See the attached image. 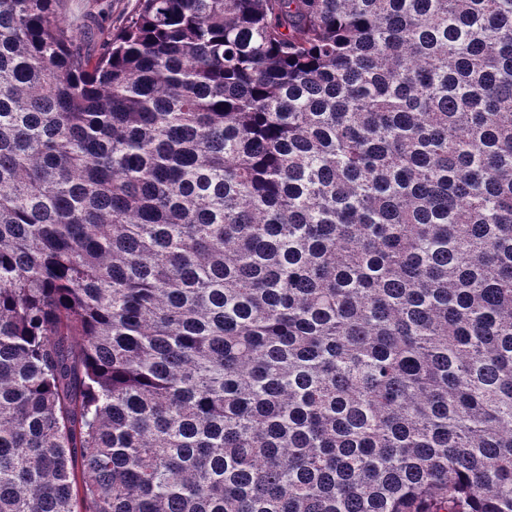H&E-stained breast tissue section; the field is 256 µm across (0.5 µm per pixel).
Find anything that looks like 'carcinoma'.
I'll list each match as a JSON object with an SVG mask.
<instances>
[{"label": "carcinoma", "mask_w": 512, "mask_h": 512, "mask_svg": "<svg viewBox=\"0 0 512 512\" xmlns=\"http://www.w3.org/2000/svg\"><path fill=\"white\" fill-rule=\"evenodd\" d=\"M0 0V512H512V0ZM95 1L105 2L111 0H66L65 10L62 12L61 17L65 23L73 27L80 28L86 19V14L91 10L97 11L94 8ZM135 0H112V12L102 14L99 25L108 27L112 25V34L118 32L124 25L128 13L132 10Z\"/></svg>", "instance_id": "carcinoma-1"}]
</instances>
